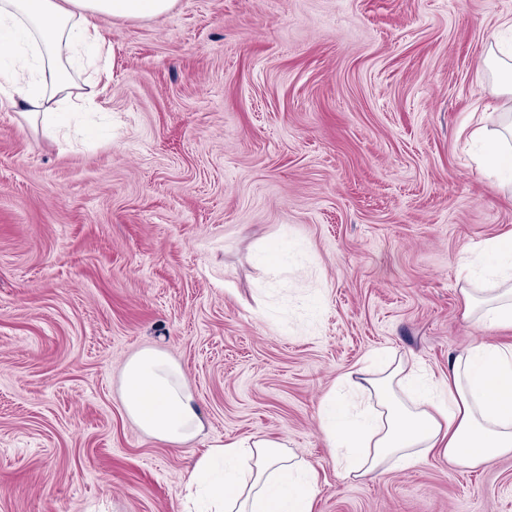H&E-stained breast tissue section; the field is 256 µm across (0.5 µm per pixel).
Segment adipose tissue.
I'll list each match as a JSON object with an SVG mask.
<instances>
[{"label":"adipose tissue","mask_w":512,"mask_h":512,"mask_svg":"<svg viewBox=\"0 0 512 512\" xmlns=\"http://www.w3.org/2000/svg\"><path fill=\"white\" fill-rule=\"evenodd\" d=\"M177 0H0V99L22 107L45 134L73 103L93 105L97 78L75 83L72 69L98 65L109 51L102 18L151 20ZM499 100L487 137L486 167L512 185V50L492 43L479 68ZM486 286L463 289L464 316L489 331L512 329V234L485 246ZM367 404L345 405L328 392L318 406L324 447L346 478L372 480L389 464L404 468L440 456L475 469L512 456V345L481 342L456 356L444 375L409 369L395 353L355 369ZM123 408L146 435L180 449L204 429L183 368L164 351L145 348L122 369ZM184 512H314L319 471L284 442L260 432L215 442L181 473Z\"/></svg>","instance_id":"1"}]
</instances>
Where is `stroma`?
<instances>
[{"label": "stroma", "instance_id": "1", "mask_svg": "<svg viewBox=\"0 0 512 512\" xmlns=\"http://www.w3.org/2000/svg\"><path fill=\"white\" fill-rule=\"evenodd\" d=\"M512 0H178L104 19L68 135L0 104V512H182L179 475L260 431L322 470L314 512H512V457L343 479L320 399L373 352L435 372L478 340L464 248L512 231L465 126ZM279 243L273 274L265 253ZM187 373L204 430L126 416L137 351Z\"/></svg>", "mask_w": 512, "mask_h": 512}]
</instances>
